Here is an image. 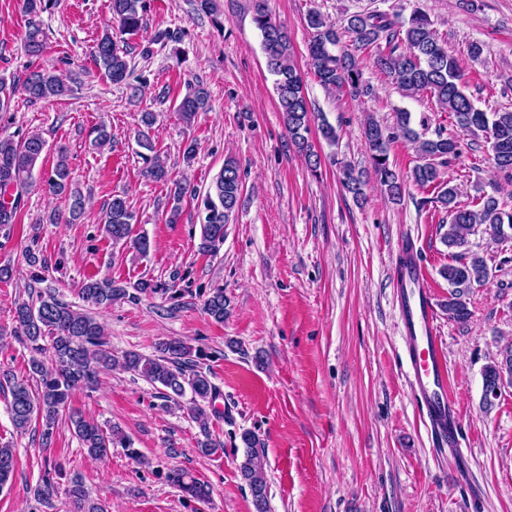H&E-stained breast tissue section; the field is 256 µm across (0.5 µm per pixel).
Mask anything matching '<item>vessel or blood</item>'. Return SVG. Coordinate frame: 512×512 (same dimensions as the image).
Segmentation results:
<instances>
[{
	"label": "vessel or blood",
	"instance_id": "vessel-or-blood-1",
	"mask_svg": "<svg viewBox=\"0 0 512 512\" xmlns=\"http://www.w3.org/2000/svg\"><path fill=\"white\" fill-rule=\"evenodd\" d=\"M398 309L408 340L410 388L430 421L438 446L453 443L460 415L448 387V366L436 325L432 295L419 260L395 266Z\"/></svg>",
	"mask_w": 512,
	"mask_h": 512
}]
</instances>
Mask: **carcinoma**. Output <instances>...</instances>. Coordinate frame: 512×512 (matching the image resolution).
Segmentation results:
<instances>
[{
	"label": "carcinoma",
	"instance_id": "cac0c4a2",
	"mask_svg": "<svg viewBox=\"0 0 512 512\" xmlns=\"http://www.w3.org/2000/svg\"><path fill=\"white\" fill-rule=\"evenodd\" d=\"M267 0H251L252 19L262 37L263 52L268 72L275 77L274 90L288 129L291 144L305 154L308 165L316 171L320 158L309 141L312 112L307 101L303 79L293 62L290 36L272 21L266 7ZM25 17L23 49L30 58L41 57L47 48V36L41 21L44 0H20ZM199 10L208 14L218 28H223V10L219 0H198ZM144 0H111L112 15L120 31L136 33L142 25ZM310 38L308 57L310 70L328 91L347 90L355 97L374 95L372 85L362 81V70L357 52L373 53V65L384 74L389 83L411 96L427 93L439 108L453 113L456 124L474 136H482L489 145L496 169L507 181H512V111L485 112L479 109L465 92L459 61L448 54L427 15L414 11L408 19L382 12H355L346 16L340 25L326 22L318 11H311L306 18ZM94 61L101 73L114 84H123L131 76L126 51L106 31L97 40ZM23 90L32 102L70 96L74 89L48 69L35 68L17 84L0 78V112L9 109L18 90ZM209 106L208 91L197 86L185 95L177 106L181 120L193 122L198 113ZM158 114L140 113V154L144 176L157 181H171L169 170L159 153L154 151L149 130L155 125ZM393 129H388L369 118L364 135L376 177L387 194L395 201L406 192V181L393 169L389 161V145L396 135H401L414 146L418 163L410 178L421 188L438 186L440 192L434 203L448 213V229L443 240L455 250L456 263L448 265L443 275L453 290L448 297V318L465 322L470 310L464 296L473 284L489 279L485 260L476 255H466L469 236L478 226H485V233L495 238L507 237L512 231V210L501 208L497 198H483L477 209L458 205L457 188L443 180L442 168L461 156L460 144L453 137L437 135L428 138L413 127L412 113L395 112ZM46 141L38 134L20 140L0 137V228L10 229L16 222L23 195L33 184L34 170L43 161ZM343 186L353 196L362 194L361 174L346 163L342 167ZM48 193L68 198L66 221L75 224L84 214L83 197L72 187L71 172L63 151H58V161L51 174L43 181ZM242 180L237 162L228 158L224 168L201 199L203 206L200 250L215 255L224 243V226L229 223L239 206ZM187 188L175 182L170 189L173 205L168 223L177 222L180 205ZM138 223L124 196L115 194L107 203L101 219L102 231L112 243L127 245L144 255L149 241L144 235H132V226ZM177 296L176 283L141 280L129 287L119 286L109 278H87L80 294L87 307L67 303L50 291L37 292L36 299L16 304L10 335L29 349L28 377L19 380L10 372L0 373V388L10 390L8 413L16 430H28L32 419H41L42 438L49 439L61 421L70 424L87 454L103 458L110 449L121 447L134 459L140 458L117 427L103 430L100 425L84 418L71 406L76 390L93 386L97 373L119 366L133 373L152 386H161V397L176 405L185 392H191L188 411L207 428L208 413L205 405L217 396V387L208 372L193 359V348L179 339L158 342L155 354L144 355L126 351L117 356L109 337L98 321L95 310L106 309L118 300L137 301L146 293ZM204 312L215 322L222 323L230 315V299L224 288L208 290L203 299ZM512 377V347L507 348L501 360L485 366L483 403L492 405V392L501 381L503 367ZM245 453L240 464L242 479L249 488L255 512H269L268 486L265 478L264 443L251 431L241 434ZM14 450L8 444L0 445V488L10 481L15 470ZM167 482L186 498L206 502L209 486L183 468H173L166 474ZM59 486L46 472L35 488L37 499L52 503ZM67 512H105L104 504L91 497L82 478L74 476L64 488Z\"/></svg>",
	"mask_w": 512,
	"mask_h": 512
}]
</instances>
